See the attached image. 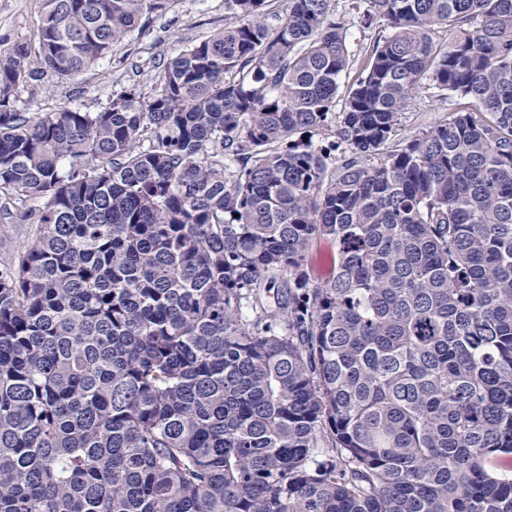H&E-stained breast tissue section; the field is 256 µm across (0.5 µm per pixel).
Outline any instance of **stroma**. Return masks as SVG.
Listing matches in <instances>:
<instances>
[{"instance_id": "stroma-1", "label": "stroma", "mask_w": 512, "mask_h": 512, "mask_svg": "<svg viewBox=\"0 0 512 512\" xmlns=\"http://www.w3.org/2000/svg\"><path fill=\"white\" fill-rule=\"evenodd\" d=\"M333 3L346 21L348 46L357 61L342 78L341 87L346 90L361 74L360 59L370 53L378 40L384 39L387 31L378 23L364 25L354 0ZM41 7L42 0H0L1 54H8L16 43L36 41ZM228 23L224 0H174L166 9L145 13L111 55L83 74L62 78L47 71L19 84L12 96L14 106L32 115L69 107L94 112L124 88L134 85L143 93H150L168 58L184 45L222 31ZM455 108V98H442L435 89L420 91L399 117L395 142H408L430 127L447 122ZM36 229L33 217L24 216L9 194L1 192L0 261L20 250Z\"/></svg>"}]
</instances>
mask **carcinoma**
<instances>
[{
	"instance_id": "1",
	"label": "carcinoma",
	"mask_w": 512,
	"mask_h": 512,
	"mask_svg": "<svg viewBox=\"0 0 512 512\" xmlns=\"http://www.w3.org/2000/svg\"><path fill=\"white\" fill-rule=\"evenodd\" d=\"M42 2L0 58V190L40 202L0 263V512H512V0H362L389 33L339 114L332 0H224L151 94L29 116L17 84L169 0ZM426 85L455 115L382 151ZM336 260V243L329 238H321L313 243L307 258L310 273L319 279H326Z\"/></svg>"
}]
</instances>
